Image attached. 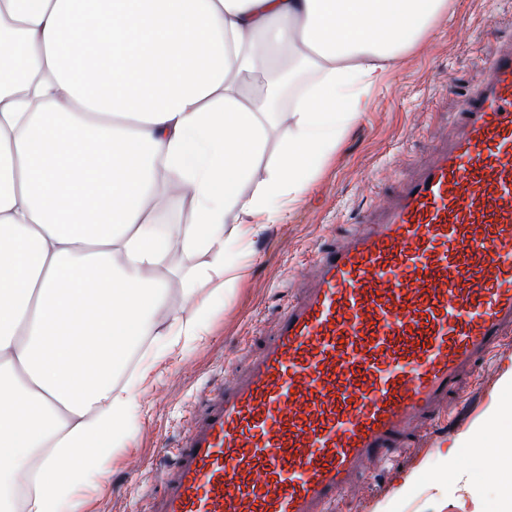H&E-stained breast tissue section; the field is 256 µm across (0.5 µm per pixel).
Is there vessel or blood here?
I'll return each instance as SVG.
<instances>
[{
  "label": "vessel or blood",
  "mask_w": 512,
  "mask_h": 512,
  "mask_svg": "<svg viewBox=\"0 0 512 512\" xmlns=\"http://www.w3.org/2000/svg\"><path fill=\"white\" fill-rule=\"evenodd\" d=\"M295 277L301 296L210 392L151 512H325L512 336V44L380 221Z\"/></svg>",
  "instance_id": "obj_1"
}]
</instances>
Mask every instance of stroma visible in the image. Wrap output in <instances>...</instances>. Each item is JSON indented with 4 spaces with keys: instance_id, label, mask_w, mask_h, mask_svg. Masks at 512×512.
I'll return each mask as SVG.
<instances>
[{
    "instance_id": "obj_1",
    "label": "stroma",
    "mask_w": 512,
    "mask_h": 512,
    "mask_svg": "<svg viewBox=\"0 0 512 512\" xmlns=\"http://www.w3.org/2000/svg\"><path fill=\"white\" fill-rule=\"evenodd\" d=\"M511 41L512 0H453L452 18L393 65L306 200L253 238L237 288L223 290L217 276L199 288L204 341L171 337L142 352L129 372L135 408L122 445L106 477L82 490L84 512H148L174 469L171 448L202 413L210 390L226 371L244 370L283 306L298 297L293 270L326 235L346 238L398 196L438 136L451 131L481 70ZM510 369L512 339L476 370L437 425L391 460L367 461L354 489L330 512H512V495L493 481L490 457L471 448L446 454L453 442L480 431L490 438L512 426V417L500 412L512 403L504 385ZM409 474L417 480L402 488Z\"/></svg>"
}]
</instances>
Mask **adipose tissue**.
Instances as JSON below:
<instances>
[{
  "mask_svg": "<svg viewBox=\"0 0 512 512\" xmlns=\"http://www.w3.org/2000/svg\"><path fill=\"white\" fill-rule=\"evenodd\" d=\"M448 0H0V512H80L134 408L117 370L145 337L200 338L197 287L244 268L261 225L299 205L387 71ZM317 73L262 188L273 123L248 95L270 53ZM175 176L195 220L156 223ZM256 216L253 224L240 215ZM206 255L166 313L156 271ZM282 130H283V125H282V127L278 128V129H271L269 131L265 158H264L263 162L261 163V165L255 170L252 178L242 186L243 195L250 196L254 191L257 190L260 183L264 179H266V177L268 175L266 163L271 159V157L273 156V154L275 153V151L278 148V145H279V142L281 139Z\"/></svg>",
  "mask_w": 512,
  "mask_h": 512,
  "instance_id": "1",
  "label": "adipose tissue"
}]
</instances>
